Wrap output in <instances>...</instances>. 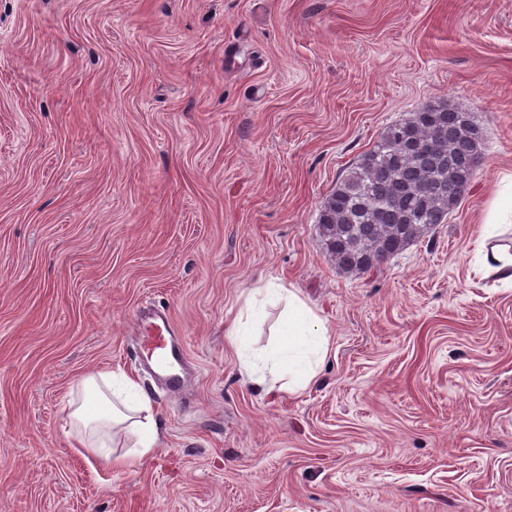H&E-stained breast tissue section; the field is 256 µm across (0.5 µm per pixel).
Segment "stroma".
Segmentation results:
<instances>
[{
  "label": "stroma",
  "instance_id": "obj_1",
  "mask_svg": "<svg viewBox=\"0 0 512 512\" xmlns=\"http://www.w3.org/2000/svg\"><path fill=\"white\" fill-rule=\"evenodd\" d=\"M476 113L448 222L354 275L337 180L428 103ZM512 176V0H0V512H512V287L475 251ZM331 331L266 394L224 327L267 281ZM193 368L167 400L144 307ZM121 370L162 424L134 472L69 434Z\"/></svg>",
  "mask_w": 512,
  "mask_h": 512
}]
</instances>
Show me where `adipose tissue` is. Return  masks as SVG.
<instances>
[{
	"label": "adipose tissue",
	"mask_w": 512,
	"mask_h": 512,
	"mask_svg": "<svg viewBox=\"0 0 512 512\" xmlns=\"http://www.w3.org/2000/svg\"><path fill=\"white\" fill-rule=\"evenodd\" d=\"M266 301L284 304L285 319L279 341L258 357H251L250 336L255 300L227 332L229 344L247 374L258 381H271L291 393L306 388L318 375L330 348L325 322L310 308L297 289L267 282ZM68 421L78 447L90 452L104 469L135 470L158 448L160 426L150 395L123 371H91L79 383L78 398L68 402ZM132 433L131 449L117 453L111 448L115 431Z\"/></svg>",
	"instance_id": "obj_1"
}]
</instances>
